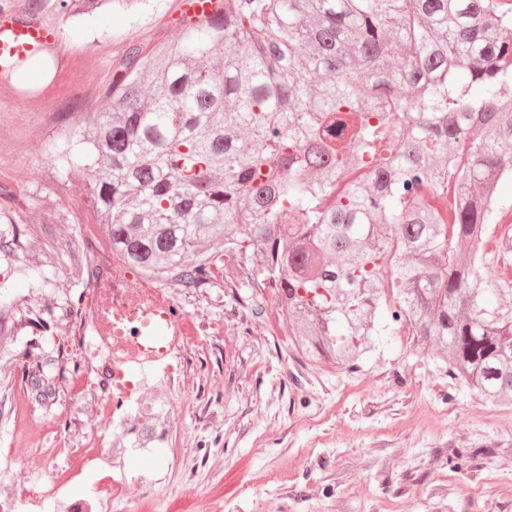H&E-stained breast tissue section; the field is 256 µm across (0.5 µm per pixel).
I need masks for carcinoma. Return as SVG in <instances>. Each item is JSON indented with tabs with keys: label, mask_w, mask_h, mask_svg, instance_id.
Instances as JSON below:
<instances>
[{
	"label": "carcinoma",
	"mask_w": 512,
	"mask_h": 512,
	"mask_svg": "<svg viewBox=\"0 0 512 512\" xmlns=\"http://www.w3.org/2000/svg\"><path fill=\"white\" fill-rule=\"evenodd\" d=\"M179 41L133 48L93 111L63 112L43 151L91 196L112 253L161 288H213L230 253L257 262L296 348L353 370L377 350L380 315L491 405L512 402V317L488 308L478 265L498 181L512 175V0H229ZM112 0H24L53 25ZM55 69L35 49L4 70ZM0 222V262L32 288L58 271L87 287L95 255L56 226ZM31 248L40 262L22 256ZM31 349L54 307L22 308L0 282V349ZM35 397L52 399L44 372ZM162 412L115 442L159 445Z\"/></svg>",
	"instance_id": "cac0c4a2"
}]
</instances>
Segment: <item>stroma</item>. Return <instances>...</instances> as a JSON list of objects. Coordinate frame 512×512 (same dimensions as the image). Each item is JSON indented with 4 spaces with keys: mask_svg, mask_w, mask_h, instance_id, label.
Returning <instances> with one entry per match:
<instances>
[{
    "mask_svg": "<svg viewBox=\"0 0 512 512\" xmlns=\"http://www.w3.org/2000/svg\"><path fill=\"white\" fill-rule=\"evenodd\" d=\"M182 35L178 0H141L62 25L55 76L35 97L0 81V181L14 192V217L33 221L59 205L79 233L105 245L91 223L81 183L60 186L41 143L58 112L94 104L129 47L143 50ZM480 258L490 309L512 314V253L495 249L512 232V179L495 196ZM21 304L95 300L62 275L41 292L15 282ZM198 328L171 368L130 365L131 397L155 393L173 403L157 480L140 512H512V404L475 412L474 392L448 379L436 361L408 351L406 326H386L360 371L313 364L293 348L289 321L245 282L175 295ZM70 316L39 349L30 328L0 352V453L43 459L47 474L65 469L85 443L110 444L112 392L106 355L69 335ZM43 366L54 399L33 395L25 371Z\"/></svg>",
    "mask_w": 512,
    "mask_h": 512,
    "instance_id": "35a3bbf8",
    "label": "stroma"
}]
</instances>
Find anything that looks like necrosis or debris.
Wrapping results in <instances>:
<instances>
[{"mask_svg":"<svg viewBox=\"0 0 512 512\" xmlns=\"http://www.w3.org/2000/svg\"><path fill=\"white\" fill-rule=\"evenodd\" d=\"M101 280L111 281L113 287L130 290L140 297V305L133 306L122 301L112 304L113 315L119 316L124 328L140 326L142 308L156 300H169L166 289L133 273L121 259L101 261ZM106 449L83 454L75 459L63 476H43L40 460L34 458H8L0 461V512H17L28 508L29 512H112V500L122 496L129 512L151 485V474H143L139 480H131L118 470L105 466ZM96 476L92 494L72 492L71 487L79 483L87 473Z\"/></svg>","mask_w":512,"mask_h":512,"instance_id":"1","label":"necrosis or debris"}]
</instances>
